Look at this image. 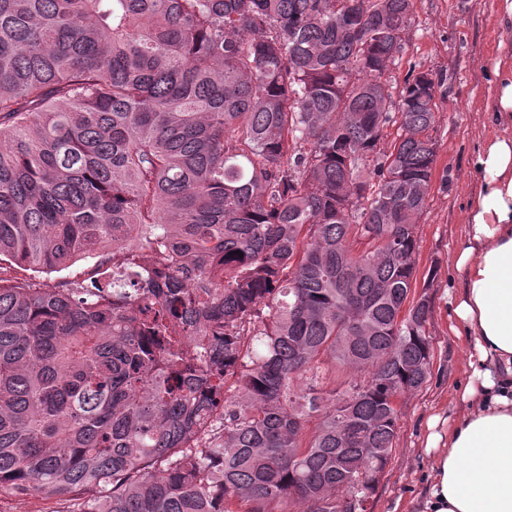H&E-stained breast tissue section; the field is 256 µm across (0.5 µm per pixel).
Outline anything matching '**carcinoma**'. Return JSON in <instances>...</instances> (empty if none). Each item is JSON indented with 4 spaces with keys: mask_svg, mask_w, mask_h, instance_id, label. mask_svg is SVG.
I'll return each mask as SVG.
<instances>
[{
    "mask_svg": "<svg viewBox=\"0 0 512 512\" xmlns=\"http://www.w3.org/2000/svg\"><path fill=\"white\" fill-rule=\"evenodd\" d=\"M411 5L0 0V494L365 512L433 360Z\"/></svg>",
    "mask_w": 512,
    "mask_h": 512,
    "instance_id": "carcinoma-1",
    "label": "carcinoma"
}]
</instances>
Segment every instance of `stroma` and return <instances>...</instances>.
I'll return each mask as SVG.
<instances>
[{
	"instance_id": "obj_1",
	"label": "stroma",
	"mask_w": 512,
	"mask_h": 512,
	"mask_svg": "<svg viewBox=\"0 0 512 512\" xmlns=\"http://www.w3.org/2000/svg\"><path fill=\"white\" fill-rule=\"evenodd\" d=\"M499 0H413V24L391 70L402 80L408 69L437 77L433 136L438 160L425 211L416 232L419 276L434 273L433 311L426 324L434 346L431 375L402 405L400 426L386 470L370 499V512H410L423 496L431 458L425 452L434 414L453 419L463 410L458 393L468 370L470 347L450 331V303L458 275L451 261L475 194L471 159L490 133L484 104L486 68L503 32Z\"/></svg>"
}]
</instances>
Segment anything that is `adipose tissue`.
Instances as JSON below:
<instances>
[{"label":"adipose tissue","mask_w":512,"mask_h":512,"mask_svg":"<svg viewBox=\"0 0 512 512\" xmlns=\"http://www.w3.org/2000/svg\"><path fill=\"white\" fill-rule=\"evenodd\" d=\"M487 77L493 131L471 160L475 198L454 255L451 331L474 348L465 410L447 428L430 420L419 512H512V40L499 42Z\"/></svg>","instance_id":"adipose-tissue-1"}]
</instances>
